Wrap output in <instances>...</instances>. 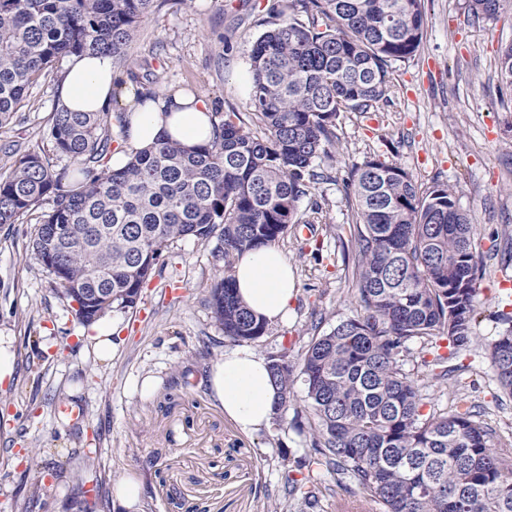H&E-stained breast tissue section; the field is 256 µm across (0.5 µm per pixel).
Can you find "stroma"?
<instances>
[{"mask_svg": "<svg viewBox=\"0 0 512 512\" xmlns=\"http://www.w3.org/2000/svg\"><path fill=\"white\" fill-rule=\"evenodd\" d=\"M277 0H157L117 73L154 95L191 92L212 111H249L251 43L276 23ZM421 46L394 62L387 101L367 114L342 113L336 148L301 209L310 223L277 240L298 285L286 320L267 325L250 347L297 359L311 336L355 315L352 280L357 246L346 200L356 165L375 157L401 164L430 186L448 184L473 225L479 313L473 340L447 380L434 377L433 355L411 344L404 368L426 407L472 405L512 456V398L493 378L489 342L512 328V90L498 77L499 53L512 43V15L479 28L466 0H425ZM58 65L31 89L24 108L0 127V173L26 153L50 149ZM35 217L0 225V343L14 372L0 381V512H77V482L100 486L89 512H109L113 488L137 475L143 512H352L351 486L314 467L307 491H293L298 464L311 450L305 388L295 381L288 408L269 429L249 435L225 416L207 377L232 347L205 304L214 280L215 241L193 238L163 253L134 308L107 313L111 358L99 357L97 326L80 323L57 297L29 248ZM153 378L151 395L137 382ZM83 410L58 419L56 402ZM37 468H30V461Z\"/></svg>", "mask_w": 512, "mask_h": 512, "instance_id": "1", "label": "stroma"}]
</instances>
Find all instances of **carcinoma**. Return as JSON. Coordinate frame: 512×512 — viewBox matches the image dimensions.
Listing matches in <instances>:
<instances>
[{"label": "carcinoma", "instance_id": "obj_1", "mask_svg": "<svg viewBox=\"0 0 512 512\" xmlns=\"http://www.w3.org/2000/svg\"><path fill=\"white\" fill-rule=\"evenodd\" d=\"M424 2L279 0V22L248 53L249 124L258 134L230 109L208 143L161 139L113 170L102 165L109 113L56 107L51 149L0 173V225L40 212L29 247L58 297L78 303L84 324L134 307L171 244L216 235L223 270L208 292L211 317L232 340L258 339L266 323L236 294L234 255L308 223L300 204L319 178L317 160L336 145L340 114L374 111L387 99L392 63L421 45ZM152 3L0 0V126L60 59L123 61ZM467 9L487 24L512 11V0H468ZM498 75L511 89L512 43ZM57 156L72 168L58 167ZM347 202L355 207L359 312L312 337L300 355L317 461L383 512H512V457L494 449L470 407L423 413L424 397L401 362L419 339L445 379L448 358L472 341L478 267L455 191L424 190L401 165L371 158L353 170ZM443 347L448 354H439ZM488 355L512 397V329L488 344ZM268 363L277 414L293 396L295 366L286 351Z\"/></svg>", "mask_w": 512, "mask_h": 512}]
</instances>
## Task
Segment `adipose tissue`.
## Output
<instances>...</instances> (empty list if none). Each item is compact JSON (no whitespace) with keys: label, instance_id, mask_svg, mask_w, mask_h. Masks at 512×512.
Returning <instances> with one entry per match:
<instances>
[{"label":"adipose tissue","instance_id":"adipose-tissue-1","mask_svg":"<svg viewBox=\"0 0 512 512\" xmlns=\"http://www.w3.org/2000/svg\"><path fill=\"white\" fill-rule=\"evenodd\" d=\"M116 75L111 56H82L70 60L57 96L74 112H105L112 108ZM128 149L112 156L121 168L130 153L169 138L187 145L213 137L210 109L204 99L183 94L159 96L128 109ZM237 293L257 317L274 324L284 320L296 294V283L279 248L264 245L244 250L234 265ZM208 386L224 414L246 433L270 428L275 390L268 362L249 347L225 349L211 368Z\"/></svg>","mask_w":512,"mask_h":512}]
</instances>
